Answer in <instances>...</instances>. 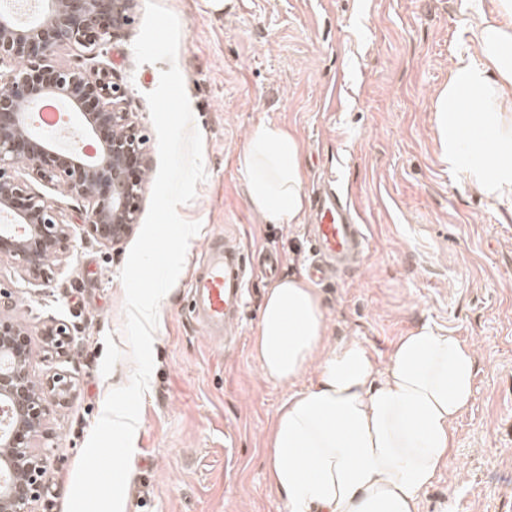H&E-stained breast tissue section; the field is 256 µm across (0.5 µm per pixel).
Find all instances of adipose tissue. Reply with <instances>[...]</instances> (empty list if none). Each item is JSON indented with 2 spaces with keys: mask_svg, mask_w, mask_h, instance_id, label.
<instances>
[{
  "mask_svg": "<svg viewBox=\"0 0 512 512\" xmlns=\"http://www.w3.org/2000/svg\"><path fill=\"white\" fill-rule=\"evenodd\" d=\"M466 31L476 55L458 56L434 110L442 155L469 183L512 201V0L473 6ZM479 107L463 150L451 120ZM246 194L266 224H298L306 211L301 144L274 123L244 147ZM321 299L303 276L268 289L254 336L264 378L316 379L280 407L267 442L268 477L285 512H418L455 448L453 424L473 397V351L428 326L403 337L385 371L355 339L329 345Z\"/></svg>",
  "mask_w": 512,
  "mask_h": 512,
  "instance_id": "1",
  "label": "adipose tissue"
}]
</instances>
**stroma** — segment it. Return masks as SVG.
Segmentation results:
<instances>
[{"mask_svg":"<svg viewBox=\"0 0 512 512\" xmlns=\"http://www.w3.org/2000/svg\"><path fill=\"white\" fill-rule=\"evenodd\" d=\"M180 22L175 62L137 64L133 23L103 58L148 137L147 183L159 168L147 93L178 66L203 139L207 177L178 208L201 229L160 302L154 370L144 395L125 492L126 512H284L266 474L267 437L280 406L307 388L265 379L253 340L270 279L250 285L234 345L206 337L188 312V279L209 236L279 255L281 275H304L312 217L264 224L245 191L244 145L263 123L302 144L305 191L327 176L359 206L369 251L361 266L319 288L330 342L360 340L377 369L423 325L474 351V394L455 424L456 453L422 497L420 512H512V206L487 199L449 169L433 103L457 55L472 52L464 0H160ZM16 176L57 204L74 237L53 280L0 260L16 314L39 330L68 322L67 354L33 337L31 373L69 372L76 395L48 422L53 457L35 512H66L78 460L112 389L133 371L123 333L120 273L134 237L106 247L84 236L80 202L57 186Z\"/></svg>","mask_w":512,"mask_h":512,"instance_id":"1","label":"stroma"}]
</instances>
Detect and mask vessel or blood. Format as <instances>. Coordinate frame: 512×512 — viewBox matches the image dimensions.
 I'll return each instance as SVG.
<instances>
[{
    "label": "vessel or blood",
    "mask_w": 512,
    "mask_h": 512,
    "mask_svg": "<svg viewBox=\"0 0 512 512\" xmlns=\"http://www.w3.org/2000/svg\"><path fill=\"white\" fill-rule=\"evenodd\" d=\"M369 238L348 194L331 187L317 199L312 235L311 278L323 283L336 269L361 262ZM252 270L240 246L232 239L210 240L193 265L188 282L190 313L212 339L231 336L237 326L250 285Z\"/></svg>",
    "instance_id": "b4317fda"
}]
</instances>
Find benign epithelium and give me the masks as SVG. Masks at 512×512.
<instances>
[{
	"label": "benign epithelium",
	"instance_id": "benign-epithelium-1",
	"mask_svg": "<svg viewBox=\"0 0 512 512\" xmlns=\"http://www.w3.org/2000/svg\"><path fill=\"white\" fill-rule=\"evenodd\" d=\"M136 0H40L31 21L20 23L0 8V257L6 256L44 284L54 276L52 260L67 251L70 223L60 210L12 175L17 165L84 202L85 233L104 246L122 243L138 223L145 192L146 136L124 106L125 89L105 66L65 68L56 63L63 47L96 58L132 24ZM48 94L65 103L97 147L93 157L34 130L29 113ZM17 300L0 287V407L10 425L0 429V512H34L49 472L36 449L47 438L50 406L69 402L76 385L56 372L45 379L30 371L31 328L15 315ZM45 346L64 355L71 327L50 321L41 328Z\"/></svg>",
	"mask_w": 512,
	"mask_h": 512
}]
</instances>
